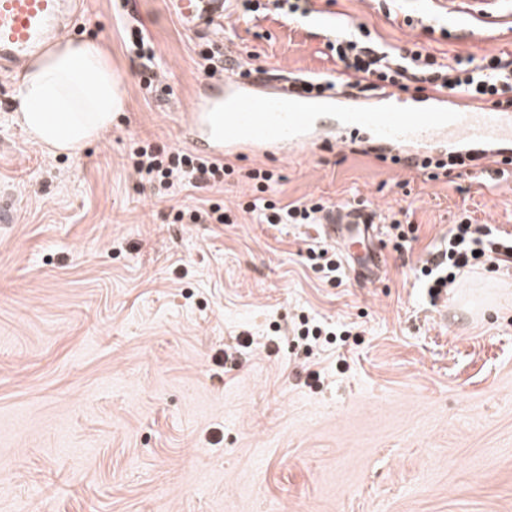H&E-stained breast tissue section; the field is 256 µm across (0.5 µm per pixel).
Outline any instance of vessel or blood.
<instances>
[{
  "label": "vessel or blood",
  "instance_id": "1",
  "mask_svg": "<svg viewBox=\"0 0 512 512\" xmlns=\"http://www.w3.org/2000/svg\"><path fill=\"white\" fill-rule=\"evenodd\" d=\"M73 0H0V66H16L44 52L68 19ZM188 29L222 22L225 0H174ZM185 126L190 144L215 158L244 149L279 154L291 146L335 142L336 132L319 125L320 113L335 114L347 127L371 133L385 155L423 160L437 139L449 154L474 157L476 164L504 165L512 159V109L491 108L445 94H427L419 106L398 107L394 93L371 97L340 88L323 94H300L289 77L271 73L236 76L224 72L205 77ZM326 241L344 253L360 247L372 270L381 267L374 251L369 213L335 206L323 216Z\"/></svg>",
  "mask_w": 512,
  "mask_h": 512
}]
</instances>
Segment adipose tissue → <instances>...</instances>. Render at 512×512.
<instances>
[{
  "mask_svg": "<svg viewBox=\"0 0 512 512\" xmlns=\"http://www.w3.org/2000/svg\"><path fill=\"white\" fill-rule=\"evenodd\" d=\"M14 122L33 143L57 153H73L112 125L123 107L119 82L99 43L63 39L29 63L18 86ZM56 103L64 115L55 122L45 112Z\"/></svg>",
  "mask_w": 512,
  "mask_h": 512,
  "instance_id": "ef3b65f1",
  "label": "adipose tissue"
}]
</instances>
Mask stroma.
<instances>
[{"instance_id": "1", "label": "stroma", "mask_w": 512, "mask_h": 512, "mask_svg": "<svg viewBox=\"0 0 512 512\" xmlns=\"http://www.w3.org/2000/svg\"><path fill=\"white\" fill-rule=\"evenodd\" d=\"M292 21L228 0L218 37L254 66L331 73L322 33L365 24L440 58L512 51V15L467 0H314ZM156 51L145 88L126 35ZM66 37L96 40L124 91L110 130L70 155L29 141L0 75V512H512V267L462 273L430 299L415 266L461 209L512 233V177L437 181L367 151L316 143L227 158L207 195L228 224H174L128 164L131 141L181 147L207 36L172 0H84ZM421 34V33H420ZM281 204L366 203L412 228L378 281H329L317 224L242 212L253 169ZM307 317L346 341L306 349Z\"/></svg>"}]
</instances>
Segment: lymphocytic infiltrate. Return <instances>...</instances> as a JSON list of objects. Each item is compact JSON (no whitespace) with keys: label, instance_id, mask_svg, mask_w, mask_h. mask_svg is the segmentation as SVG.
<instances>
[{"label":"lymphocytic infiltrate","instance_id":"obj_1","mask_svg":"<svg viewBox=\"0 0 512 512\" xmlns=\"http://www.w3.org/2000/svg\"><path fill=\"white\" fill-rule=\"evenodd\" d=\"M325 46L336 61L335 74H305L302 92L322 93L343 85L365 93L391 88L402 91H446L499 108L512 107V51H499L481 59L454 57L442 61L422 43L398 53L371 36L362 25H348L326 35ZM129 158L136 174L162 195L182 190L212 189L232 175L231 166L204 154L172 150L141 141L132 142ZM263 209L268 224H311L323 211L320 203L292 202L279 207L272 202H250L246 211ZM512 260V234L473 221L461 212L448 232L446 247L433 254L419 268V280L430 295L453 285L464 269H480L494 256Z\"/></svg>","mask_w":512,"mask_h":512}]
</instances>
